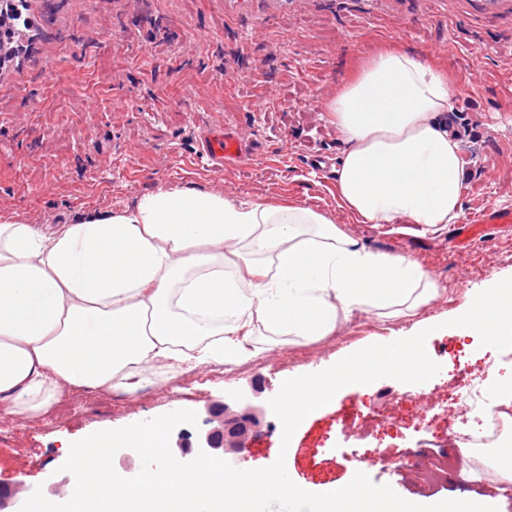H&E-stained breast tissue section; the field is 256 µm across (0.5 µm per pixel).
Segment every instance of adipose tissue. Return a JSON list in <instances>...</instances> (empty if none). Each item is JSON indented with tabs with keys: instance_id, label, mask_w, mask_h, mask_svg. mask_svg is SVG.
Segmentation results:
<instances>
[{
	"instance_id": "1",
	"label": "adipose tissue",
	"mask_w": 512,
	"mask_h": 512,
	"mask_svg": "<svg viewBox=\"0 0 512 512\" xmlns=\"http://www.w3.org/2000/svg\"><path fill=\"white\" fill-rule=\"evenodd\" d=\"M446 69L385 42L324 103L345 145L339 207L362 224L458 223L466 162ZM440 288L297 202L161 187L41 227L0 216V411L70 389L137 391L145 372L239 366L257 331L309 341L363 314L415 316Z\"/></svg>"
}]
</instances>
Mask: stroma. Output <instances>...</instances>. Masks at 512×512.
I'll return each mask as SVG.
<instances>
[{"instance_id": "35a3bbf8", "label": "stroma", "mask_w": 512, "mask_h": 512, "mask_svg": "<svg viewBox=\"0 0 512 512\" xmlns=\"http://www.w3.org/2000/svg\"><path fill=\"white\" fill-rule=\"evenodd\" d=\"M34 8L39 37L0 81V216L56 224L86 208L133 206L176 184L305 203L366 247L411 256L430 272L441 295L418 318L436 327L426 350L441 369L420 384L383 378L343 387L286 447L269 406L283 381L404 338L415 320L359 315L301 345L261 332L248 344L253 358L238 367L205 365L131 394L72 390L68 419L52 411L0 418V512H20L28 491L56 494L68 479L61 467L69 443L178 409L199 419L171 433V451L184 462L185 443L223 429L226 413L253 410L247 447L214 451L236 468L267 467L282 454L294 483L312 493L361 471L406 499L489 497L512 512L497 484L475 483L468 470L427 491L413 477L420 443L465 429L455 409L464 381L491 364L490 391L512 379V357L437 327L471 290L512 272V223L465 241L455 224L433 233L357 223L337 203L330 167L343 143L323 112L359 58L400 39L447 68L461 89L452 121L465 131L464 214L512 209V0H34ZM218 127L249 132L246 164L216 170L199 158L202 136ZM379 409L384 421L373 437L342 435Z\"/></svg>"}]
</instances>
